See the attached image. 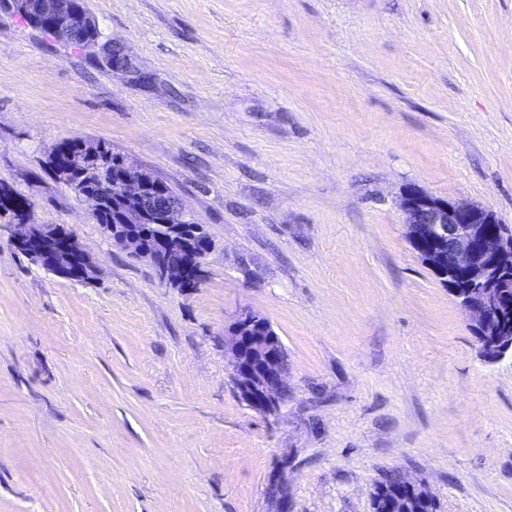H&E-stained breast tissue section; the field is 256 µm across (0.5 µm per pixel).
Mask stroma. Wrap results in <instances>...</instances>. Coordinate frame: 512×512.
Instances as JSON below:
<instances>
[{"label":"stroma","instance_id":"obj_1","mask_svg":"<svg viewBox=\"0 0 512 512\" xmlns=\"http://www.w3.org/2000/svg\"><path fill=\"white\" fill-rule=\"evenodd\" d=\"M132 61L0 13V186L94 257L59 279L0 240V512H512V361L413 252L408 187L512 226V0H84ZM106 143L214 242L198 288L112 244L49 168ZM288 355L274 416L236 393L224 330ZM413 495L417 496L420 504V508L417 509L418 511L427 512L425 508L431 503H434V499L428 491L425 483L410 478L404 474L401 477L400 482L391 487L386 510L393 512H406L395 510H402L401 508H403L402 506L405 501Z\"/></svg>","mask_w":512,"mask_h":512}]
</instances>
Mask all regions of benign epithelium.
I'll return each mask as SVG.
<instances>
[{
  "instance_id": "7a95c632",
  "label": "benign epithelium",
  "mask_w": 512,
  "mask_h": 512,
  "mask_svg": "<svg viewBox=\"0 0 512 512\" xmlns=\"http://www.w3.org/2000/svg\"><path fill=\"white\" fill-rule=\"evenodd\" d=\"M38 17L61 34L83 41L86 16L80 0H36ZM102 59L113 71L130 67L112 42L101 44ZM59 174L75 190L93 217L106 200L122 204L120 223L105 224L112 244L150 261L159 277L180 288L199 285L202 265L213 243L204 226L184 209L179 199L152 175L117 157L104 160V149H83L67 154ZM406 237L418 259L448 289L470 318V329L480 339V359L493 365L512 358V227L489 207L436 197L415 188L405 191L400 202ZM9 234L12 248L34 263L67 281L90 282L99 269L77 238L60 224H32L23 210L0 232ZM233 368L232 381L239 397L266 416L278 413L288 398V371L284 346L270 323L244 310L227 330ZM267 494L274 512H290L282 479L270 482ZM417 496L419 512L434 502L425 483L406 475L391 487L386 510L396 512Z\"/></svg>"
}]
</instances>
